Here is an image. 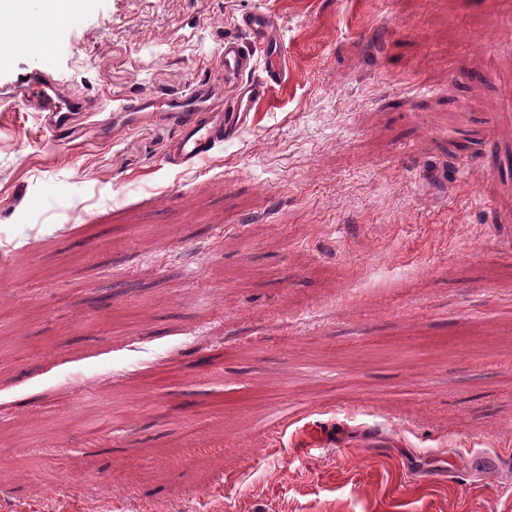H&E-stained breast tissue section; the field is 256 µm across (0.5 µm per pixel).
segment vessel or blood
I'll list each match as a JSON object with an SVG mask.
<instances>
[{
  "label": "vessel or blood",
  "instance_id": "b4317fda",
  "mask_svg": "<svg viewBox=\"0 0 512 512\" xmlns=\"http://www.w3.org/2000/svg\"><path fill=\"white\" fill-rule=\"evenodd\" d=\"M57 0H42L38 13L29 17L33 44L41 54L51 46L44 34L57 21ZM240 37L225 38L220 54L202 69L192 86L168 96L131 94L88 99L49 69L16 70L0 84V112L16 107L39 114L42 132L73 138L79 131L71 124L80 112L102 114L101 126L108 135L128 130L138 121L159 118L178 126L174 163L191 167L208 159L225 139L250 128L254 107L269 100L273 88L284 82L288 52L274 19L252 10L236 21Z\"/></svg>",
  "mask_w": 512,
  "mask_h": 512
}]
</instances>
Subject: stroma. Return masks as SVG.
Returning <instances> with one entry per match:
<instances>
[{"instance_id":"obj_1","label":"stroma","mask_w":512,"mask_h":512,"mask_svg":"<svg viewBox=\"0 0 512 512\" xmlns=\"http://www.w3.org/2000/svg\"><path fill=\"white\" fill-rule=\"evenodd\" d=\"M251 9L194 168L0 112V512H512V0H82L0 75L182 93Z\"/></svg>"}]
</instances>
